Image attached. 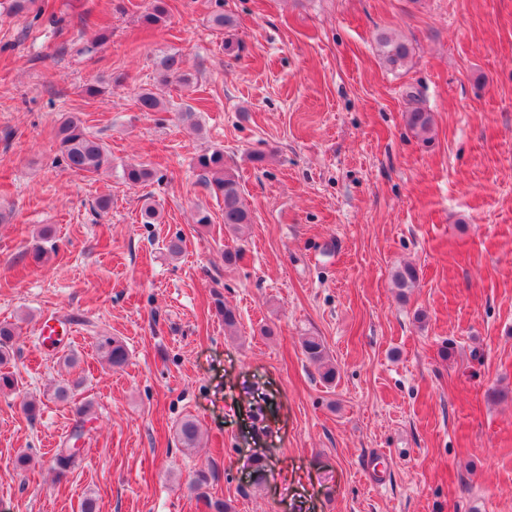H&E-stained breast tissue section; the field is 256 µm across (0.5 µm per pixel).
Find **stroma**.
I'll return each instance as SVG.
<instances>
[{"instance_id": "obj_1", "label": "stroma", "mask_w": 512, "mask_h": 512, "mask_svg": "<svg viewBox=\"0 0 512 512\" xmlns=\"http://www.w3.org/2000/svg\"><path fill=\"white\" fill-rule=\"evenodd\" d=\"M50 2L42 15L0 0V322L16 328L18 383L0 392V512H80L88 496L98 512H209V497L232 512H512V0H168L155 29L139 22L149 0ZM219 6L238 53L209 22ZM383 31L409 42L407 69L382 64ZM169 48L190 87L159 83ZM96 80L104 93L84 94ZM142 88L173 111H141ZM412 90L433 116L427 144L406 124ZM72 113L111 173L60 159ZM214 148L251 215L238 236L195 165ZM134 161L150 182L124 183ZM147 201L159 223H141ZM406 264L417 281L402 292ZM49 318L61 342L45 352ZM105 336L126 344L123 370L101 363ZM76 379L72 403L53 399ZM85 402L80 462L56 479ZM187 418L192 450L176 437ZM302 349L307 359L321 370V378L330 383L335 379V368L328 359L324 343L319 337L307 336L302 342Z\"/></svg>"}]
</instances>
